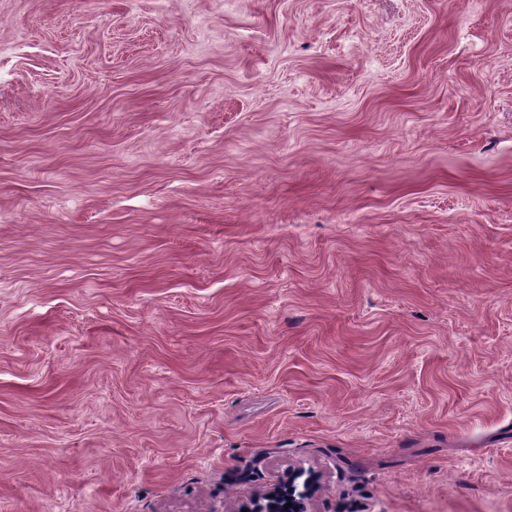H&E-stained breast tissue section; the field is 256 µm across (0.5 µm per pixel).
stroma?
Masks as SVG:
<instances>
[{
    "label": "stroma",
    "mask_w": 512,
    "mask_h": 512,
    "mask_svg": "<svg viewBox=\"0 0 512 512\" xmlns=\"http://www.w3.org/2000/svg\"><path fill=\"white\" fill-rule=\"evenodd\" d=\"M512 512V0H0V512ZM274 494V497L268 498V495ZM263 498V503L258 502L255 508L246 512H309L308 504L304 497L296 498L291 494H283L273 491ZM286 503H291L292 507L285 508ZM275 504V507H272Z\"/></svg>",
    "instance_id": "1"
}]
</instances>
